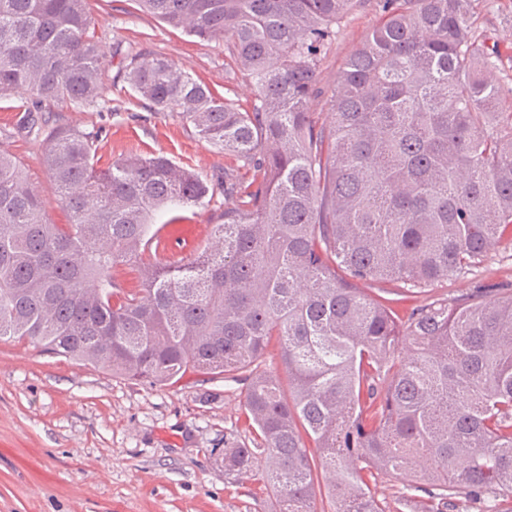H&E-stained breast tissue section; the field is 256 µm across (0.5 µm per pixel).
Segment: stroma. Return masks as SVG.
Returning <instances> with one entry per match:
<instances>
[{
	"mask_svg": "<svg viewBox=\"0 0 512 512\" xmlns=\"http://www.w3.org/2000/svg\"><path fill=\"white\" fill-rule=\"evenodd\" d=\"M378 0H360L329 44L318 103L334 92L345 60L380 17ZM96 36L109 59L98 107L46 103L27 127L19 98L0 99V148L27 171L50 218L66 215L42 163L38 128L72 124L97 129L99 166L162 153L215 187L205 205L174 212L195 235L184 256L203 250L224 210V180L248 184L252 173L213 149L176 114L155 111L123 78L132 55H162L224 98L248 105L249 94L226 43L202 41L141 12L136 0H91ZM477 33L497 46L492 79L512 88V0H480ZM476 288L512 289V242L491 248L464 277L435 285L423 299L453 300ZM406 314L420 300L388 294ZM242 383L186 373L168 386L127 380L46 352L32 343L0 341V512H275L276 500L248 479L225 476L219 450L250 438Z\"/></svg>",
	"mask_w": 512,
	"mask_h": 512,
	"instance_id": "1",
	"label": "stroma"
}]
</instances>
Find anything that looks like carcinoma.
Masks as SVG:
<instances>
[{
    "mask_svg": "<svg viewBox=\"0 0 512 512\" xmlns=\"http://www.w3.org/2000/svg\"><path fill=\"white\" fill-rule=\"evenodd\" d=\"M90 2L0 0V96L102 99ZM138 2L226 41L248 109L162 57L132 56L124 78L252 181L204 254L145 263L163 209L213 197L199 173L164 155L100 169L97 130L53 126L42 159L67 212L56 224L0 150V340L154 386L245 374L254 437L219 461L277 512H317L321 490L331 512H457L462 498L498 512L512 498V293L429 301L403 321L372 288L425 293L512 238V112L486 76L498 52L476 35L478 0H382L318 111L323 52L358 0ZM122 265L139 287L115 282ZM274 342L282 377L262 368ZM377 471L423 496L382 504Z\"/></svg>",
    "mask_w": 512,
    "mask_h": 512,
    "instance_id": "obj_1",
    "label": "carcinoma"
}]
</instances>
